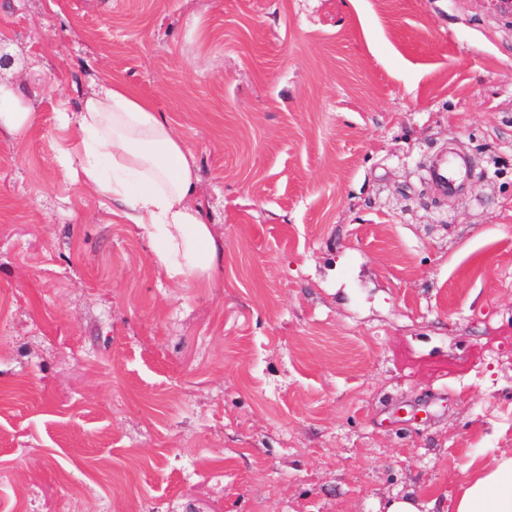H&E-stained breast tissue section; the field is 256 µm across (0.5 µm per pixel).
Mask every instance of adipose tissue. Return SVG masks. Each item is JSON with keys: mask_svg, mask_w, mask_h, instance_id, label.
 <instances>
[{"mask_svg": "<svg viewBox=\"0 0 512 512\" xmlns=\"http://www.w3.org/2000/svg\"><path fill=\"white\" fill-rule=\"evenodd\" d=\"M79 141L60 161L73 180L92 186L148 227L168 279L209 287L224 254L200 210L190 204L196 170L153 103L129 86L106 81L81 109L62 113ZM449 512H512V456L476 466L449 500Z\"/></svg>", "mask_w": 512, "mask_h": 512, "instance_id": "adipose-tissue-1", "label": "adipose tissue"}]
</instances>
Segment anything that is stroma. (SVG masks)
<instances>
[{
    "mask_svg": "<svg viewBox=\"0 0 512 512\" xmlns=\"http://www.w3.org/2000/svg\"><path fill=\"white\" fill-rule=\"evenodd\" d=\"M0 48V512H448L512 454V0H0ZM109 79L196 164L212 287L59 162ZM13 110L14 96L11 90L0 85V125L16 129L29 119V113ZM469 174L466 162L449 154L434 160L427 169L429 180L443 197L459 193Z\"/></svg>",
    "mask_w": 512,
    "mask_h": 512,
    "instance_id": "obj_1",
    "label": "stroma"
}]
</instances>
